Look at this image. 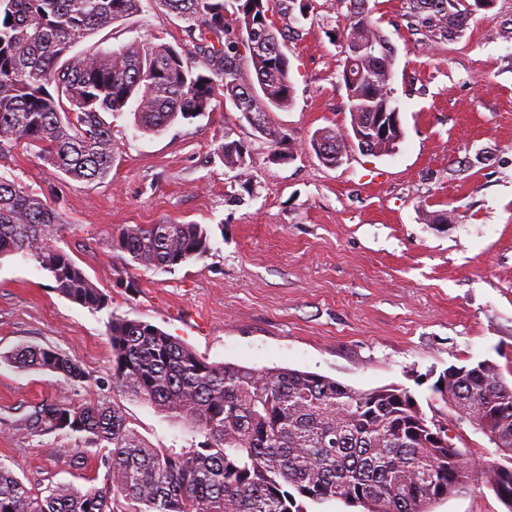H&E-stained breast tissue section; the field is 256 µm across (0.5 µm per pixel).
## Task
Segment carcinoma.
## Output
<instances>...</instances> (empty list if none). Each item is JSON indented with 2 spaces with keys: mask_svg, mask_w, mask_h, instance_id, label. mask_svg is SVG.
<instances>
[{
  "mask_svg": "<svg viewBox=\"0 0 512 512\" xmlns=\"http://www.w3.org/2000/svg\"><path fill=\"white\" fill-rule=\"evenodd\" d=\"M145 0H0V152L19 141L38 148L67 179L91 182L110 173L114 147L106 112L132 109L134 126L159 133L177 119L230 100L273 155L288 134L269 113L290 108L288 55L270 21L281 0H159L188 24L194 59L166 43L131 40L72 53L79 38L143 12ZM369 0H337L346 9L340 77L350 124L396 112L391 84L396 50L371 18ZM493 0H408L411 27L451 40ZM401 125L384 139L347 142L323 128L312 149L343 154L394 152ZM224 165L246 177L248 150L226 142ZM60 217L47 200L0 176V258L19 255L45 272L55 290L91 310L109 305L83 268L57 246ZM122 269L171 272L210 251L200 224L122 227ZM114 402L74 406L43 401L25 415L32 433L63 431L94 439L101 485L69 484L34 492L0 466V512H307L304 503L341 500L363 512H433L434 505L478 484L512 512V381L488 360L448 367L434 386L455 426L487 443L478 464L448 437V421L427 415L405 389L355 390L289 368L215 364L143 321L111 316ZM19 368L88 381L79 364L52 349L22 346L0 355ZM129 397L182 426L180 448H156L115 402Z\"/></svg>",
  "mask_w": 512,
  "mask_h": 512,
  "instance_id": "carcinoma-1",
  "label": "carcinoma"
}]
</instances>
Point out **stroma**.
I'll return each mask as SVG.
<instances>
[{
    "mask_svg": "<svg viewBox=\"0 0 512 512\" xmlns=\"http://www.w3.org/2000/svg\"><path fill=\"white\" fill-rule=\"evenodd\" d=\"M312 5L304 20L294 2L272 17L295 90L288 110L270 114L288 134L283 160H271L224 100L159 134L138 131L132 113L105 114L114 155L101 180L67 184L22 144L0 153V176L51 199L60 248L111 299L90 311L32 262L0 258V465L32 490L90 485L94 441L33 433L18 418L44 400H105L113 314L153 324L213 363L308 371L362 390L395 385L422 406L449 366L489 359L512 373V0H494L451 41L411 30L407 0H369L396 48L403 137L392 154L356 150L336 167L309 140L349 123L345 22L336 0ZM185 27L151 5L74 50L149 39L189 51ZM232 140L249 149L245 188L218 152ZM448 209L452 223L426 222ZM135 224L202 225L211 250L169 273L122 270L111 237ZM26 345L61 351L89 382L2 361ZM124 406L151 445H183L181 426L151 406ZM434 512L506 508L479 485Z\"/></svg>",
    "mask_w": 512,
    "mask_h": 512,
    "instance_id": "1",
    "label": "stroma"
}]
</instances>
